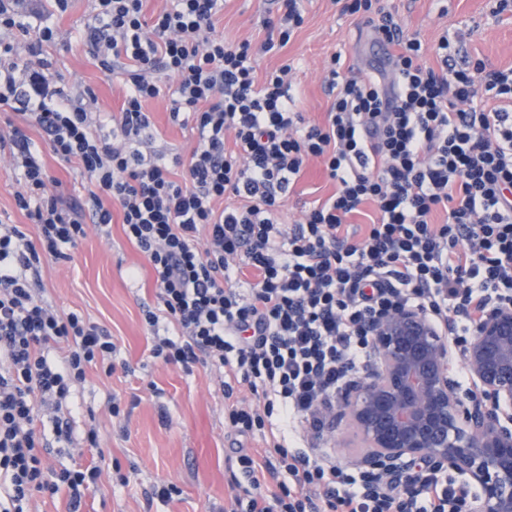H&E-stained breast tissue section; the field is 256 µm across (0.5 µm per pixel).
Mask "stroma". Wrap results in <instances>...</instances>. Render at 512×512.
<instances>
[{
	"mask_svg": "<svg viewBox=\"0 0 512 512\" xmlns=\"http://www.w3.org/2000/svg\"><path fill=\"white\" fill-rule=\"evenodd\" d=\"M408 34L425 45L441 36L458 41L464 54L491 67L512 65V12L493 16L489 0H394ZM266 0H224L215 27L226 42L264 40ZM304 23L288 44L259 57L258 76L282 64L293 67L296 108L313 121L322 120L330 97L324 64L340 54L343 67L368 71L378 54L370 29L358 17L344 15L333 0H301ZM91 13V0H71L66 12L49 0H30L26 23L52 26L58 33L44 56L61 75L65 87H88L96 95L98 134L109 133L111 117L121 104L118 81L99 68L81 37ZM158 133V149L188 154L196 143L191 127L174 124L169 99L160 96L146 105ZM20 175L9 161L0 162V222L16 224L29 236L30 224L15 201ZM333 185L318 161L309 162L293 186L285 210L287 224L300 220L305 202L329 195ZM44 295L62 312H76L107 329L117 350L114 370L104 375L90 368L85 386L70 398L69 440H57L50 419L39 421L50 446V464L57 469L98 466L101 476L85 492L81 512H224L233 479L228 459L235 440L224 423V394L218 371L202 365L184 370L150 355L151 339L144 321L146 308L156 305L155 272L131 244L120 218L109 233L88 225L86 237L68 258L46 260L42 268ZM121 400L120 416L109 410L110 396ZM96 422L99 448L85 443L88 422ZM172 482L181 490L173 501L150 498L152 487Z\"/></svg>",
	"mask_w": 512,
	"mask_h": 512,
	"instance_id": "stroma-1",
	"label": "stroma"
}]
</instances>
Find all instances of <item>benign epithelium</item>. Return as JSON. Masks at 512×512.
Listing matches in <instances>:
<instances>
[{
	"label": "benign epithelium",
	"mask_w": 512,
	"mask_h": 512,
	"mask_svg": "<svg viewBox=\"0 0 512 512\" xmlns=\"http://www.w3.org/2000/svg\"><path fill=\"white\" fill-rule=\"evenodd\" d=\"M371 343L375 369L341 400L366 448L357 465L399 484L412 463L439 464L475 490L466 512H512V297L491 301L461 346L417 309L378 319ZM456 353L465 390L448 371Z\"/></svg>",
	"instance_id": "7a95c632"
}]
</instances>
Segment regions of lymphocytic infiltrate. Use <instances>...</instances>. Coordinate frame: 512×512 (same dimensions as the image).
I'll use <instances>...</instances> for the list:
<instances>
[{
	"instance_id": "f902f5d3",
	"label": "lymphocytic infiltrate",
	"mask_w": 512,
	"mask_h": 512,
	"mask_svg": "<svg viewBox=\"0 0 512 512\" xmlns=\"http://www.w3.org/2000/svg\"><path fill=\"white\" fill-rule=\"evenodd\" d=\"M143 6L93 0L85 42L124 90L111 132L97 135L93 91L63 95L43 56L54 29L28 42L23 0H0V107L22 118L0 134V154L38 229L32 239L0 225V512H29L34 494L62 489L78 512L100 476L48 467L35 421L50 413L57 439L68 438L63 404L89 368L111 371L116 345L49 305L40 279L46 258H67L88 224L116 216L156 273L158 308L144 312L152 357L224 374V420L243 440L225 512H462L467 493L441 469L417 462L405 483L386 485L292 441L304 424L322 435L368 365L377 317L416 307L451 320L462 343L512 290V68L456 64L453 41L431 48L406 34L390 0H344L391 51L368 73L339 71L332 56L333 100L311 123L295 108L290 65L255 76L259 56L302 25L298 0L265 18L257 47L216 35L222 0H167L149 17ZM164 93L172 121L197 132L189 155L152 148L145 105ZM47 151L86 177L81 203L48 192ZM312 159L335 189L284 225L288 191ZM357 214L366 222L352 223ZM240 385L262 410L244 407Z\"/></svg>"
}]
</instances>
